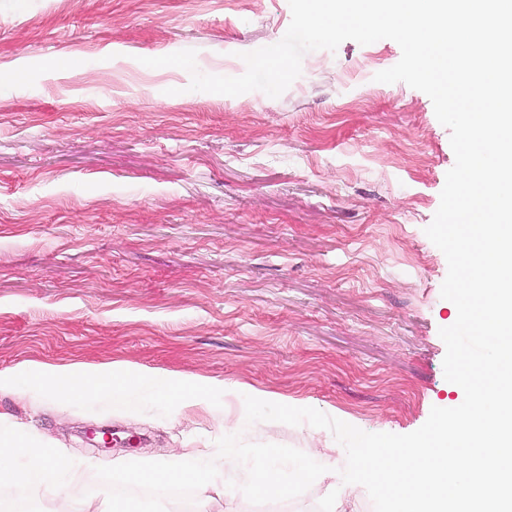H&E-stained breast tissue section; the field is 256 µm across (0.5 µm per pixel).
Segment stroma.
I'll return each instance as SVG.
<instances>
[{"label": "stroma", "instance_id": "1", "mask_svg": "<svg viewBox=\"0 0 512 512\" xmlns=\"http://www.w3.org/2000/svg\"><path fill=\"white\" fill-rule=\"evenodd\" d=\"M290 21L288 0H0V69L25 72L0 84V467L26 470L29 443L67 463L56 495L36 468L0 499L176 512L131 474L192 455L215 475L196 512H373L330 431L245 424L244 396L400 435L463 402L443 372L447 261L425 234L455 156L425 93L375 81L399 45L308 52L277 98L191 92L187 71L141 63L192 49L236 77ZM111 363L215 392L62 405L26 381ZM103 428L107 450L89 440ZM262 467L311 478L261 499Z\"/></svg>", "mask_w": 512, "mask_h": 512}]
</instances>
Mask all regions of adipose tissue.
Instances as JSON below:
<instances>
[{
    "instance_id": "ef3b65f1",
    "label": "adipose tissue",
    "mask_w": 512,
    "mask_h": 512,
    "mask_svg": "<svg viewBox=\"0 0 512 512\" xmlns=\"http://www.w3.org/2000/svg\"><path fill=\"white\" fill-rule=\"evenodd\" d=\"M143 380V375L124 371L113 370L107 376L91 378L82 373L66 370L49 375L36 368L30 372L28 383L32 386H48L51 395L61 403L106 392L111 394L113 402L121 404L139 389ZM132 478L162 488L188 482L202 490L207 489L212 480L208 472L199 470L189 463L176 469L144 467L135 471Z\"/></svg>"
}]
</instances>
